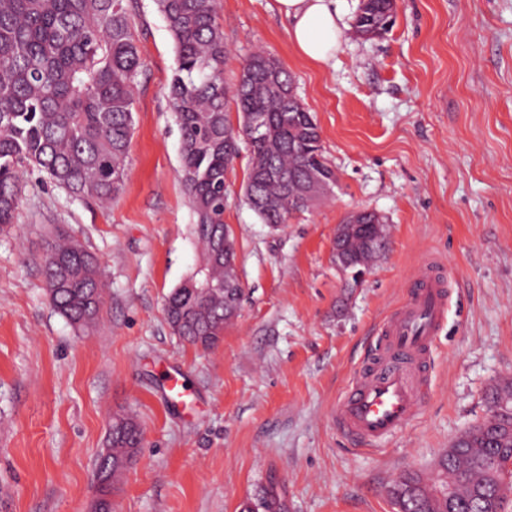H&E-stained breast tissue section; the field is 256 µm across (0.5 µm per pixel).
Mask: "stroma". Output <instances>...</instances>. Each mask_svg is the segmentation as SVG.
Returning a JSON list of instances; mask_svg holds the SVG:
<instances>
[{"label":"stroma","instance_id":"1","mask_svg":"<svg viewBox=\"0 0 512 512\" xmlns=\"http://www.w3.org/2000/svg\"><path fill=\"white\" fill-rule=\"evenodd\" d=\"M326 69L300 59L274 0H217L234 85L251 54L274 56L320 127L337 182L280 230L246 204L248 152L230 166L224 222L245 289L212 348L182 344L167 296L200 260L167 95L175 46L154 0H127L143 66L125 188L108 206L30 171L0 233V512H90L113 416L144 440L112 492L114 512H243L276 483L288 512H397L404 472L434 484L449 444L512 380V0H398L383 36L352 32ZM385 221L386 247L360 281L333 260L354 209ZM64 231L101 264L106 302L88 331L52 307L43 271ZM438 264L449 308L419 415L362 450L336 405L374 328ZM191 391L165 402L166 371Z\"/></svg>","mask_w":512,"mask_h":512}]
</instances>
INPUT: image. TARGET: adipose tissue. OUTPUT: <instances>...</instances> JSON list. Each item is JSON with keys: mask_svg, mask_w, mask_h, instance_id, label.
I'll list each match as a JSON object with an SVG mask.
<instances>
[{"mask_svg": "<svg viewBox=\"0 0 512 512\" xmlns=\"http://www.w3.org/2000/svg\"><path fill=\"white\" fill-rule=\"evenodd\" d=\"M339 0H275L288 22V39L296 54L316 67L329 66L342 41Z\"/></svg>", "mask_w": 512, "mask_h": 512, "instance_id": "obj_1", "label": "adipose tissue"}]
</instances>
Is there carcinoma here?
Listing matches in <instances>:
<instances>
[{
	"label": "carcinoma",
	"instance_id": "obj_1",
	"mask_svg": "<svg viewBox=\"0 0 512 512\" xmlns=\"http://www.w3.org/2000/svg\"><path fill=\"white\" fill-rule=\"evenodd\" d=\"M176 51L168 88L180 130V177L194 211L193 233L202 248L197 269L169 295L165 318L183 342L216 346L224 326L239 315L242 283L224 287L226 174L250 151L244 198L262 223L277 230L319 193L313 184H336L314 116L291 91L287 71L263 52L253 54L233 89L224 83L227 47L217 21L216 0H155ZM395 0H361L354 27L380 36L393 26ZM143 66L124 0H0V232L13 223L23 172L49 174L73 197L110 203L125 187V162L133 125L136 78ZM238 114L232 128L230 105ZM354 235L352 265L358 270L376 252ZM53 308L78 329L93 325L104 303L97 259L62 237L44 258ZM493 407L512 404V381L485 396ZM143 443L139 425L112 418L111 456L98 457L104 480L102 512H109L112 481ZM512 408L466 429L449 446L442 483L453 496L440 497L407 472L390 493L398 512H504L512 477ZM276 485L248 512H286Z\"/></svg>",
	"mask_w": 512,
	"mask_h": 512
}]
</instances>
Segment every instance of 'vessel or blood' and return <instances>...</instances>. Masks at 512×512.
I'll return each instance as SVG.
<instances>
[{
    "label": "vessel or blood",
    "mask_w": 512,
    "mask_h": 512,
    "mask_svg": "<svg viewBox=\"0 0 512 512\" xmlns=\"http://www.w3.org/2000/svg\"><path fill=\"white\" fill-rule=\"evenodd\" d=\"M447 299L435 266L425 265L408 302L380 325L376 357L363 364L336 407L341 428L363 446H375L394 435L418 414L429 385L428 358ZM162 394L169 402H180L189 389L180 374L172 373L163 381Z\"/></svg>",
    "instance_id": "obj_1"
}]
</instances>
